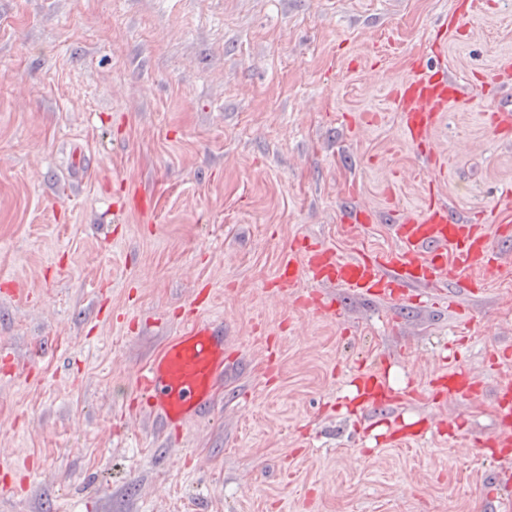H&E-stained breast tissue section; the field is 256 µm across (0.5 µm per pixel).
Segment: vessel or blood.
<instances>
[{"label":"vessel or blood","mask_w":512,"mask_h":512,"mask_svg":"<svg viewBox=\"0 0 512 512\" xmlns=\"http://www.w3.org/2000/svg\"><path fill=\"white\" fill-rule=\"evenodd\" d=\"M473 16L465 10L449 16L444 32L436 33L430 52L442 57L447 35L461 34ZM461 89L449 79L444 67L417 65L414 76L396 84L392 101L400 116L402 138L439 171L444 163L437 154L433 135L449 108L460 102ZM512 223V188H505L492 206L471 219H459L443 200L435 183H428L418 209L395 208L389 227L395 248L379 251L359 249L344 257L335 250L309 244L283 255L276 281L281 289H294L299 281L330 283L362 297L396 298L413 293L426 295L435 305L457 296L485 291L502 270L500 245ZM302 305L316 315L335 318L333 296L315 293ZM224 330L199 318L188 320L137 375L136 387L146 406L167 427L182 430L187 421L215 405L224 381ZM432 397L457 400L475 398L477 383L472 376L454 371L431 386ZM498 429L494 446H512V381L500 383L495 392ZM402 400L385 369L358 375L341 405L360 407L369 413L376 445H399L426 436L406 420L388 425L386 416Z\"/></svg>","instance_id":"1"}]
</instances>
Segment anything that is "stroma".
<instances>
[{"label":"stroma","mask_w":512,"mask_h":512,"mask_svg":"<svg viewBox=\"0 0 512 512\" xmlns=\"http://www.w3.org/2000/svg\"><path fill=\"white\" fill-rule=\"evenodd\" d=\"M460 2L0 0V512H507L475 442L512 378V240L452 310L339 288L321 318L294 302L314 284H273L303 240L392 247L389 210L419 208L430 178L462 218L512 186V137L486 124L512 80L472 79L512 53V0H478L447 39L465 100L434 136L444 171L400 135L390 87ZM207 289L198 315L235 362L174 435L135 378ZM462 332L454 366L481 394L395 409L456 433L359 435L351 380L384 363L398 391L426 388Z\"/></svg>","instance_id":"35a3bbf8"}]
</instances>
